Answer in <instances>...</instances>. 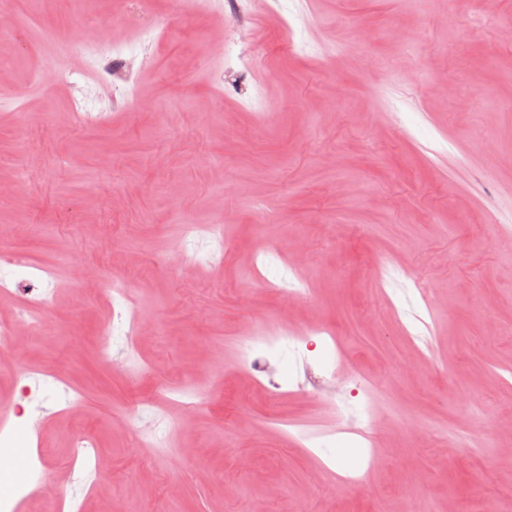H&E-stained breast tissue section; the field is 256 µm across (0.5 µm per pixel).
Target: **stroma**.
I'll return each instance as SVG.
<instances>
[{
	"label": "stroma",
	"mask_w": 512,
	"mask_h": 512,
	"mask_svg": "<svg viewBox=\"0 0 512 512\" xmlns=\"http://www.w3.org/2000/svg\"><path fill=\"white\" fill-rule=\"evenodd\" d=\"M99 2L79 14L5 0L26 37L0 41V225L12 231L0 245L52 278L49 331L0 348V407L28 371L54 412L40 431L15 427L0 495L32 441L45 464L25 512L70 500L75 512H250L273 487L270 512H512V254L494 246L512 234V0H248L242 19L227 0L179 18L175 0H150L168 36L136 89L158 111L128 104L78 126L71 83L38 82L53 52L42 33L101 23L126 38L125 0ZM228 44L259 52L258 66L226 62ZM187 222L223 224L224 265L171 266ZM297 235L308 248L288 267ZM77 262L125 280L159 328L123 366L101 356L125 338L109 296L71 281ZM287 268L306 297L282 296ZM424 303L436 358L404 371L407 312ZM247 320L278 340L255 353L276 371L277 401L242 359ZM315 325L321 362L372 399L367 454L352 464L329 456L323 397L294 388L282 334ZM170 384L195 390L192 422L162 395ZM149 414L167 421L164 447L140 445ZM81 432L95 437L84 453ZM455 434L479 455L451 452ZM328 464L334 477L311 482ZM345 473L360 492L340 489Z\"/></svg>",
	"instance_id": "1"
}]
</instances>
